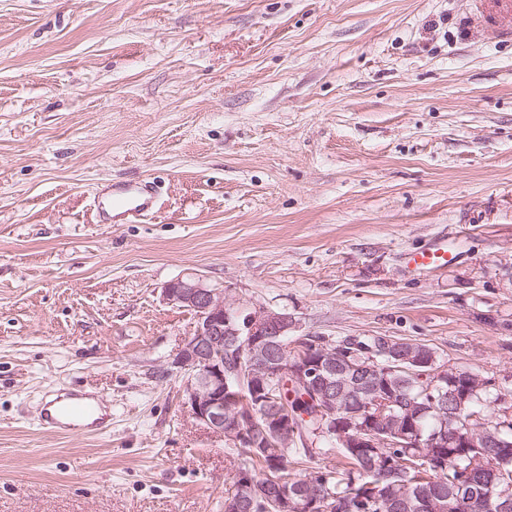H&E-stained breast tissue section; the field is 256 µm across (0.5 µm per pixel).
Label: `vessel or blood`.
Wrapping results in <instances>:
<instances>
[{"instance_id":"vessel-or-blood-1","label":"vessel or blood","mask_w":512,"mask_h":512,"mask_svg":"<svg viewBox=\"0 0 512 512\" xmlns=\"http://www.w3.org/2000/svg\"><path fill=\"white\" fill-rule=\"evenodd\" d=\"M474 8L468 14L470 24L489 27L502 38L512 39V0H472ZM158 192L153 181L129 180L106 184L98 188L94 208L104 224H127L151 215L157 204ZM448 259L440 247H429L411 254L409 264L413 269L425 270ZM98 404L89 396L70 392L65 399L45 403L40 412L39 424L50 432H69L78 423H85L87 431L98 428L94 417Z\"/></svg>"}]
</instances>
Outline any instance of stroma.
<instances>
[{
    "label": "stroma",
    "mask_w": 512,
    "mask_h": 512,
    "mask_svg": "<svg viewBox=\"0 0 512 512\" xmlns=\"http://www.w3.org/2000/svg\"><path fill=\"white\" fill-rule=\"evenodd\" d=\"M465 8L0 0V512H224L239 450L183 405L177 278L512 392V44ZM137 178L158 212L96 223ZM67 388L105 433L40 429ZM448 252L441 247H428L410 255L408 264L415 270H426L448 261Z\"/></svg>",
    "instance_id": "obj_1"
}]
</instances>
